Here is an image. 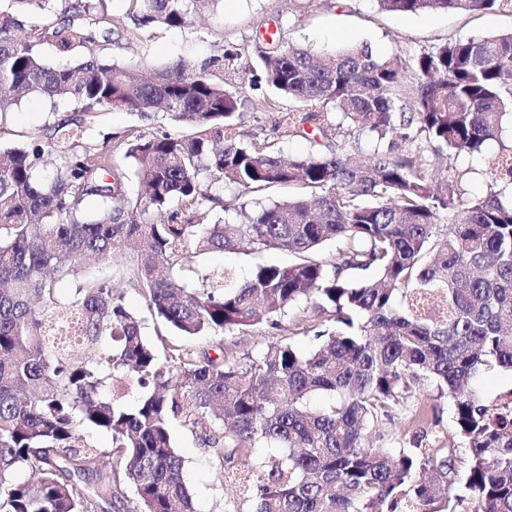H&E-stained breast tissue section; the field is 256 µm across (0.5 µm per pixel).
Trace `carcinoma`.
<instances>
[{
  "instance_id": "cac0c4a2",
  "label": "carcinoma",
  "mask_w": 512,
  "mask_h": 512,
  "mask_svg": "<svg viewBox=\"0 0 512 512\" xmlns=\"http://www.w3.org/2000/svg\"><path fill=\"white\" fill-rule=\"evenodd\" d=\"M135 29L188 27L223 0H129ZM394 14L494 9L512 0H376ZM104 0H0V113L29 94L72 106L45 139L0 148V512H106L133 489L131 512H193L171 418L209 449L220 481L252 512H512V400L487 404L471 385L484 370L512 372V31L448 40L406 59L366 46L317 56L283 36L254 47L264 81L307 110L283 116L332 142V106L369 135L357 161L341 149L287 157L267 140L243 141L238 89L214 79L213 62L179 59L150 77L94 47L111 44ZM72 58L51 66L45 48ZM159 112L183 123L178 137L138 134L125 157L129 195L102 155L81 141L74 113ZM425 138L435 163L414 158ZM493 190L468 196L462 154L491 144ZM58 165L49 179L40 165ZM299 193L267 207L236 209L234 221L197 223L222 200L212 185ZM183 202L170 207L172 198ZM97 199L95 217L84 203ZM455 215L449 224L443 214ZM345 247L314 257L327 241ZM244 254L287 250L288 267L257 265L242 284L230 272L191 291L189 248ZM120 280L180 336L220 335L271 323L312 301L318 323L300 320L313 344L272 343L258 355L213 360L142 338L140 320L109 279ZM76 286L67 299L57 283ZM432 383L453 399L465 445L463 490L448 478L453 455L378 445L384 421ZM135 391L129 407L123 396ZM327 403L314 407L310 399ZM88 424L111 435L86 445ZM276 449L258 468L230 462L247 448ZM115 456L122 471L101 465ZM29 471L32 477L17 478ZM92 472L84 489L77 479Z\"/></svg>"
}]
</instances>
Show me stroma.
I'll return each instance as SVG.
<instances>
[{"instance_id": "obj_1", "label": "stroma", "mask_w": 512, "mask_h": 512, "mask_svg": "<svg viewBox=\"0 0 512 512\" xmlns=\"http://www.w3.org/2000/svg\"><path fill=\"white\" fill-rule=\"evenodd\" d=\"M114 20L111 39L118 43L114 57L119 62L152 70L166 66L178 58L196 62L222 56L232 46L241 54L240 70L235 81L240 91L253 102L243 114V129L275 144L284 155L301 156L323 151V141L316 132L307 136L288 134L281 124L282 112L296 109V102L276 100L260 71L251 69L252 46L268 26L282 24L289 42L322 54L348 45H368L378 57H405L431 49L454 39H478L512 29V13L485 10L476 13L454 11L399 15L380 11L376 0H224L216 13L205 14L192 26L171 28L154 25L135 29L128 17V0H107ZM49 102L39 96L22 99L11 112L0 117V148L26 147L44 139L49 126L56 121ZM82 140L91 152L108 157L113 171L125 173V188L135 192L136 181L127 176L124 157L126 142L131 136L184 133L182 123L163 116L146 120L121 110L94 112L82 118ZM295 257L285 250L243 255L233 250L211 252L193 257L187 277L194 287H201L204 275L228 270L237 281L246 280L256 264H293ZM127 307L143 321L142 335L146 341L165 337L168 341L193 350L196 354L217 356L218 352L238 355L249 351L259 353L266 345L287 342L309 348L310 337L298 334L292 317L281 318L278 325H257L242 332L224 336L184 338L176 335L159 319L151 316L143 298L132 289H125ZM412 407L436 409L439 423L423 426L410 410L399 412L390 428L389 447L396 448L419 442L427 448H459L452 423L453 402L437 398L433 386H416L410 400ZM174 444L185 465L187 483L194 512H250L251 503L243 501L233 487H220L215 465L207 448L195 436L172 422Z\"/></svg>"}]
</instances>
